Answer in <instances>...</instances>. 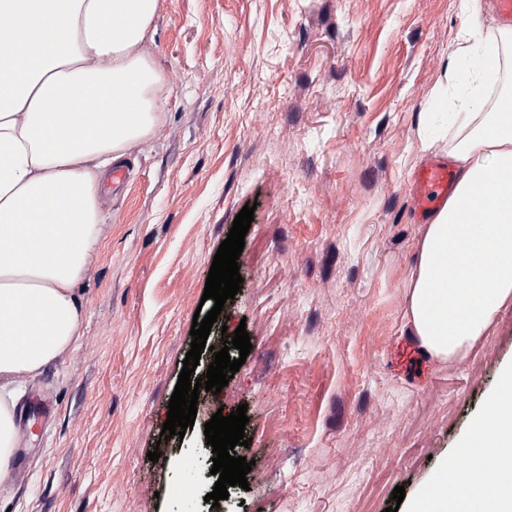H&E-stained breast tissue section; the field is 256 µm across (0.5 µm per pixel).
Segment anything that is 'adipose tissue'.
Listing matches in <instances>:
<instances>
[{
    "mask_svg": "<svg viewBox=\"0 0 512 512\" xmlns=\"http://www.w3.org/2000/svg\"><path fill=\"white\" fill-rule=\"evenodd\" d=\"M159 0H0V334L30 321L32 344L0 337V483L11 477L13 381L37 375L73 347L84 307L77 289L100 242L101 187L112 164L152 136L161 71L144 50ZM470 26L448 48L447 75L471 59L461 111L434 114L452 133L456 187L418 242L406 317L422 350L449 361L512 305V115L491 104L482 47L512 53V30L484 27L481 0H461ZM473 212L489 213L483 225ZM453 258L457 287L438 280ZM512 371L490 401L493 419L471 445L512 458ZM461 512H512V470L473 489L460 474Z\"/></svg>",
    "mask_w": 512,
    "mask_h": 512,
    "instance_id": "ef3b65f1",
    "label": "adipose tissue"
}]
</instances>
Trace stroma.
<instances>
[{"instance_id": "stroma-1", "label": "stroma", "mask_w": 512, "mask_h": 512, "mask_svg": "<svg viewBox=\"0 0 512 512\" xmlns=\"http://www.w3.org/2000/svg\"><path fill=\"white\" fill-rule=\"evenodd\" d=\"M461 0H161L144 47L159 128L104 194L74 347L22 378L0 512H385L468 465L512 368V307L465 358L393 371L425 224L416 131L449 84ZM254 206L218 324L252 344L162 439L213 258ZM246 405L248 485L205 503L204 425ZM162 448L158 461L148 451Z\"/></svg>"}]
</instances>
